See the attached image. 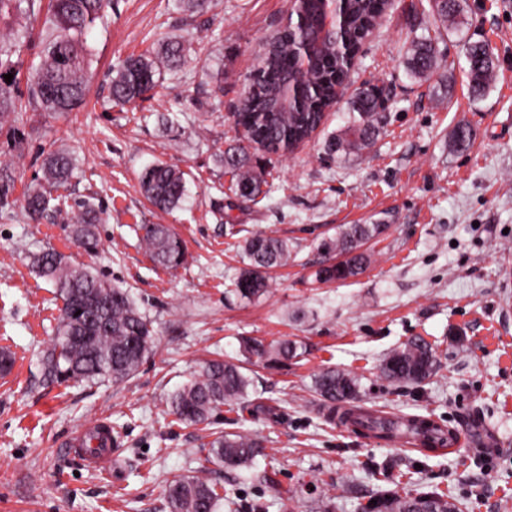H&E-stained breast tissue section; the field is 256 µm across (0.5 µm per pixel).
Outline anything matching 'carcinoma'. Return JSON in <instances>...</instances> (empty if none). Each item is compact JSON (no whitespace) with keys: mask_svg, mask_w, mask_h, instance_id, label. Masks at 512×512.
<instances>
[{"mask_svg":"<svg viewBox=\"0 0 512 512\" xmlns=\"http://www.w3.org/2000/svg\"><path fill=\"white\" fill-rule=\"evenodd\" d=\"M36 0H0V20L34 14ZM110 0H49L43 20L44 39L40 62L27 77V93L19 88L16 57L27 47L28 31L13 29L0 37V124L16 122L27 110L70 112L85 100L89 80L88 29L103 17ZM297 8L307 26L315 28L321 20L320 0H299ZM387 0H344L342 7L343 41L324 45L315 58L304 62L298 55L296 38L284 30L274 36V46L259 59L248 78L256 87L252 101L237 109L240 123L248 132L287 154L306 140L322 123L325 110L336 103V88L349 79L352 59L361 50L363 40L387 13ZM432 15L436 28L448 29L460 0H433ZM194 36L164 42L159 54L147 50L129 55L113 70L112 103L125 107L147 99L161 85L163 71L174 75L191 60ZM467 77L472 93L480 95L490 86L496 62L489 46L469 43L466 48ZM438 39L431 36L411 41L407 50V70L415 80H430L438 70ZM12 74V82L4 75ZM389 89L384 83H369L354 97L349 125L336 135L334 146L341 156L358 154L369 148L379 133ZM224 169L232 175L235 196L242 202H255L267 185L263 172L256 169L251 156L239 145L224 151ZM74 172L72 156L63 150L50 153L44 162L41 180L23 196L27 219L39 224L47 217L50 202L55 209L64 205L63 197L53 193L66 187ZM140 185L156 209L171 213L186 201L184 173L162 162L145 168ZM14 178L0 166V208L14 203ZM81 212L71 227L73 238L86 250L98 245L96 224L100 210L90 201L79 204ZM385 224H346L336 236L320 244L336 262L321 264L315 271L319 283L342 282L361 275L371 263L364 245L380 236ZM141 242L152 261L165 268L185 262L181 240L165 224H145ZM246 261V270L231 281L224 293L252 302L264 297L270 288V272L288 263V241L273 234L257 233L238 244ZM36 272L52 283L63 306L56 327V338L41 359L40 370L49 382L61 379L85 381L111 379L122 381L132 376L154 345L153 327L140 312L129 292L117 288L88 268L67 265L55 251H43L33 260ZM302 345L286 337L275 343L242 336L239 351L245 363L288 365L300 356ZM434 346L422 336L407 339L391 350L380 367L389 381L417 385L428 379L437 365ZM251 378L244 363L212 360L200 374L171 395L168 412L182 423L197 425L221 408L234 412L243 407ZM318 412L325 422H341L357 436L386 444H411L434 455L450 448L456 433L445 425L420 415L388 417L383 411L360 404V386L356 375L328 366L314 380ZM204 447L207 453L191 476L172 480L164 496L166 512H266L261 499L243 501L220 480L226 470L246 469L256 484H269L266 471H252L256 457L263 454V440L256 434L216 431ZM465 500L451 499L433 488L401 494L387 490L368 503L364 512H463Z\"/></svg>","mask_w":512,"mask_h":512,"instance_id":"carcinoma-1","label":"carcinoma"}]
</instances>
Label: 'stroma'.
Masks as SVG:
<instances>
[{
  "instance_id": "35a3bbf8",
  "label": "stroma",
  "mask_w": 512,
  "mask_h": 512,
  "mask_svg": "<svg viewBox=\"0 0 512 512\" xmlns=\"http://www.w3.org/2000/svg\"><path fill=\"white\" fill-rule=\"evenodd\" d=\"M429 10L428 0H395L312 139L284 156L252 151L270 188L256 204L237 201L220 157L241 139L233 114L262 47L287 24L288 0H212L201 14L181 0H112L87 36L84 103L28 113L21 148L0 131L15 196L41 177L48 153L65 149L76 159L69 208L91 198L104 210L99 246L88 251L68 234L69 209L39 224L20 205L0 209V352L14 358L0 375V512H162L168 482L195 470L211 427L263 438L257 465L274 467L275 485L232 473L224 482L244 499L263 498L269 512H359L384 490L376 469L391 459L402 463L401 490L428 484L471 499L468 512H512V0H464L438 42L437 76L420 83L405 58ZM189 32L200 37L198 56L183 73L165 75L136 108L112 106L113 65ZM470 41L497 57L479 96L466 77ZM374 79L391 95L380 132L371 149L338 157L329 143L353 114L355 89ZM461 125L472 131L463 150L453 143ZM155 162L184 171L182 209L166 214L144 197L139 175ZM229 223L244 237L273 231L288 241L289 262L258 301L224 294L243 267ZM145 224L171 225L186 263L156 266L141 245ZM345 224L385 225L368 244L374 262L356 278L317 283L318 245ZM49 249L128 290L151 320L154 350L129 380H43L39 358L62 301L31 260ZM242 336H285L306 352L285 368L253 366L244 409L213 413L210 427L167 415L169 397L203 362L238 358ZM411 336L435 343L437 372L400 386L380 365ZM326 366L357 374L366 406L430 417L474 444L429 456L326 424L313 401ZM99 421L122 433L105 472L71 450L73 434ZM310 480L321 496L297 492Z\"/></svg>"
}]
</instances>
